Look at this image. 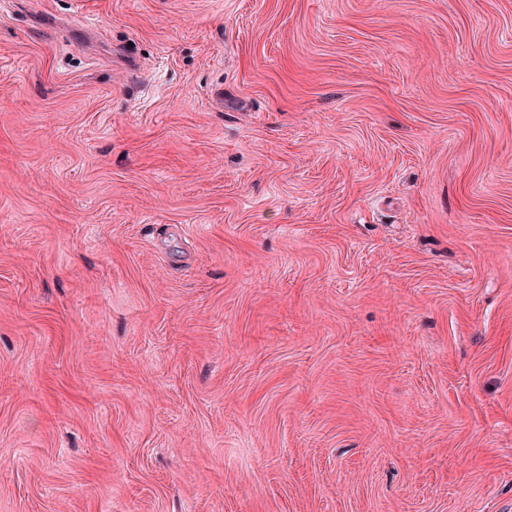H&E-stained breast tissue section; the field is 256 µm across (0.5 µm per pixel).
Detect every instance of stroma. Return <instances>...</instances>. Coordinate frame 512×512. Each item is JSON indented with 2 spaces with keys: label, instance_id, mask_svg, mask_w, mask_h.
Listing matches in <instances>:
<instances>
[{
  "label": "stroma",
  "instance_id": "obj_1",
  "mask_svg": "<svg viewBox=\"0 0 512 512\" xmlns=\"http://www.w3.org/2000/svg\"><path fill=\"white\" fill-rule=\"evenodd\" d=\"M0 512H512V0H0Z\"/></svg>",
  "mask_w": 512,
  "mask_h": 512
}]
</instances>
